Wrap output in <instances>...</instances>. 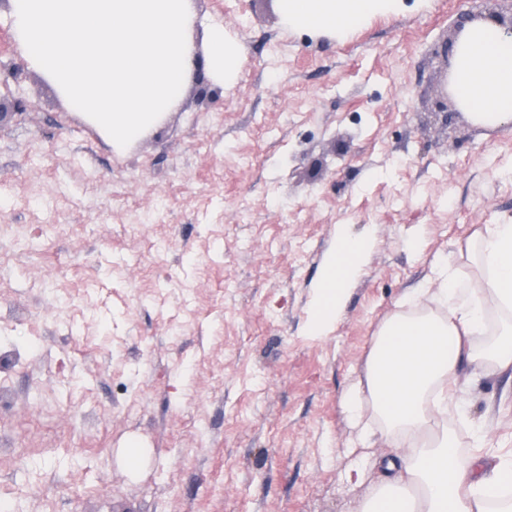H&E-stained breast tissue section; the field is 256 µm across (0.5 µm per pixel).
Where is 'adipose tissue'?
I'll use <instances>...</instances> for the list:
<instances>
[{"instance_id":"obj_1","label":"adipose tissue","mask_w":512,"mask_h":512,"mask_svg":"<svg viewBox=\"0 0 512 512\" xmlns=\"http://www.w3.org/2000/svg\"><path fill=\"white\" fill-rule=\"evenodd\" d=\"M404 0H276L283 24L342 36L377 15L400 12ZM454 91L470 121L512 124V30L487 18L468 24L451 57ZM368 236L340 228L325 259L311 324L323 331L335 319L345 290L360 274ZM466 250L470 281L441 265L437 288L404 300L373 338L365 381L350 390L352 418L372 410L381 433L400 448V470L363 501L361 512H512V453L491 448L488 428H473L478 454L451 449L453 435L433 426L436 414L459 407L457 382L471 375L512 372V219L486 225Z\"/></svg>"}]
</instances>
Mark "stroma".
<instances>
[{"label":"stroma","instance_id":"1","mask_svg":"<svg viewBox=\"0 0 512 512\" xmlns=\"http://www.w3.org/2000/svg\"><path fill=\"white\" fill-rule=\"evenodd\" d=\"M195 5L242 44L239 75L194 71L123 149L42 75L9 85L27 108L0 117V191L64 201L0 217L45 242L0 235V491L24 489L22 512H358L396 454L344 408L375 333L440 264L471 273L460 248L512 215V127L444 96L456 25L505 0H420L341 38L285 29L275 0ZM341 225L373 246L318 336ZM458 386V447L477 421L512 449V378Z\"/></svg>","mask_w":512,"mask_h":512}]
</instances>
